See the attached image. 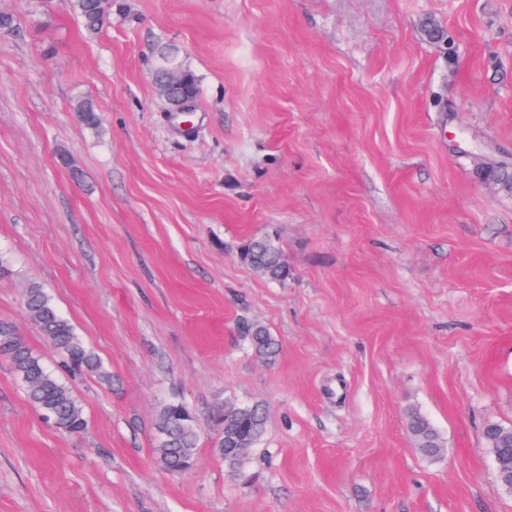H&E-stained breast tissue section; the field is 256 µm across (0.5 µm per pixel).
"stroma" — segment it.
<instances>
[{"instance_id":"35a3bbf8","label":"stroma","mask_w":512,"mask_h":512,"mask_svg":"<svg viewBox=\"0 0 512 512\" xmlns=\"http://www.w3.org/2000/svg\"><path fill=\"white\" fill-rule=\"evenodd\" d=\"M0 13V322L56 366L39 282L112 375H66L69 436L0 360V512H512L482 436L512 425V187L475 163H512V0H114L92 39L59 0ZM163 44L199 80L188 134ZM265 235L286 283L239 258ZM227 399L267 416L240 475L211 449ZM172 401L199 432L179 474ZM170 66H176L182 72L181 84L165 83L166 69ZM155 71L157 78L155 82L158 83V91L168 104L169 108L177 102L182 96L183 90H192L196 94V99L199 94L198 78L195 73L190 70L184 62L179 58V55L172 50L171 47L162 46L158 49L156 55ZM256 328L254 334L249 330L252 348L256 353L266 358L275 356L278 349L276 339L271 336L266 328L262 326H256ZM157 429L155 454L159 465L171 473L184 471L192 464L197 448V427L187 406L182 402L165 405ZM406 427L423 455L429 458L441 455L443 448L440 436L430 420L419 410L414 409L408 413Z\"/></svg>"}]
</instances>
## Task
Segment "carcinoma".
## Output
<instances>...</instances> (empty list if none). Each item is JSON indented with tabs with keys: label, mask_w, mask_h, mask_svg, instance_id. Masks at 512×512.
<instances>
[{
	"label": "carcinoma",
	"mask_w": 512,
	"mask_h": 512,
	"mask_svg": "<svg viewBox=\"0 0 512 512\" xmlns=\"http://www.w3.org/2000/svg\"><path fill=\"white\" fill-rule=\"evenodd\" d=\"M62 3L77 15L86 36L90 38L98 35L112 13V0H62ZM155 71L159 94L170 106L180 99L185 90L199 92L195 73L168 46L158 49ZM76 112L83 123L89 126L98 124L99 116L92 102L80 103ZM240 258L269 280L281 283L288 281L290 270L271 236L251 239L241 250ZM23 306L29 322L60 356L61 369L85 371L110 381V374L101 360L76 334L72 324L58 312L38 282H30L24 290ZM250 342L259 355L266 358L276 355L278 343L266 328L257 327L254 334L250 335ZM0 358L11 362L24 384L28 402L46 422L69 436L84 431V411L70 386L60 374L48 367L41 355L33 352L12 325L2 322ZM211 423L214 431L213 452L224 460L229 470L241 471L250 449L265 432L264 411L258 405H240L226 400L224 405L213 411ZM406 427L423 455L429 458L441 455L440 436L430 420L419 410L414 409L408 413ZM157 429L159 440L155 454L159 465L171 473L184 471L192 464L197 448V427L187 406L181 402L165 405ZM227 429H236L242 434L245 451L232 456L224 454V433ZM483 436L487 447H503L512 440V427L491 423L483 430Z\"/></svg>",
	"instance_id": "carcinoma-1"
}]
</instances>
